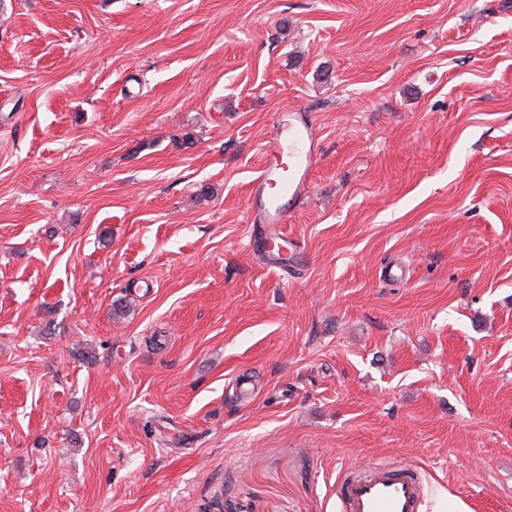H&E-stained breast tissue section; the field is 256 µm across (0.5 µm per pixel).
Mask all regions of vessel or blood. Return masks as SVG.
Listing matches in <instances>:
<instances>
[{"instance_id": "b4317fda", "label": "vessel or blood", "mask_w": 512, "mask_h": 512, "mask_svg": "<svg viewBox=\"0 0 512 512\" xmlns=\"http://www.w3.org/2000/svg\"><path fill=\"white\" fill-rule=\"evenodd\" d=\"M287 142L270 143L269 158L252 182L250 206L261 213L266 233L284 223L283 197H301L306 191L316 160L317 136L303 116L293 117ZM336 494L345 512H421L425 486L415 470L375 465L342 480Z\"/></svg>"}]
</instances>
